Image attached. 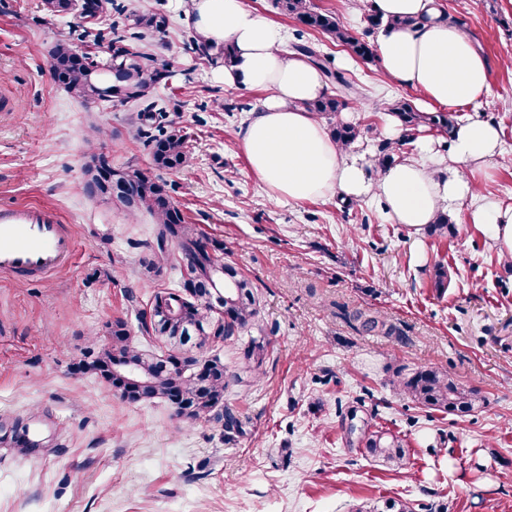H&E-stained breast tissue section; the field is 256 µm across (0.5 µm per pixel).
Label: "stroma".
<instances>
[{
	"mask_svg": "<svg viewBox=\"0 0 512 512\" xmlns=\"http://www.w3.org/2000/svg\"><path fill=\"white\" fill-rule=\"evenodd\" d=\"M165 14L169 35L144 51L172 64L146 100L91 107L52 78L49 51L75 18L48 16L42 0H0V205L54 207L78 242L72 266L50 279L0 278V512H355L388 498L414 512H512V261L483 225L453 213L457 238L393 222L378 200L273 198L253 173L241 132L261 90L226 86L191 45L186 0H120ZM287 42L303 38L342 72L356 103L343 121L364 129L354 153L374 160L399 134L390 105L424 95L389 79L327 35L302 28L275 0H243ZM490 66V92L455 118L501 131L503 154L477 174L486 195L512 206V0H439ZM165 110L188 135L191 161L160 171L170 196L225 261L252 281L258 317L250 333L204 350L243 369L249 337L269 340L259 378L230 385L224 402L242 431L222 422H179L164 402L123 400L102 379L75 371L94 332L121 317L137 326L129 294L143 295L142 260L154 226L88 197L83 168L90 125L114 136L112 162L150 165L137 115ZM448 270L447 288L432 279ZM362 311L399 336L365 334L345 320ZM436 368L477 388L485 407L468 416L415 405L391 382ZM356 424L401 438L408 468L366 456L345 437ZM35 446L18 451L16 439Z\"/></svg>",
	"mask_w": 512,
	"mask_h": 512,
	"instance_id": "stroma-1",
	"label": "stroma"
}]
</instances>
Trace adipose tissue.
I'll return each mask as SVG.
<instances>
[{
	"instance_id": "ef3b65f1",
	"label": "adipose tissue",
	"mask_w": 512,
	"mask_h": 512,
	"mask_svg": "<svg viewBox=\"0 0 512 512\" xmlns=\"http://www.w3.org/2000/svg\"><path fill=\"white\" fill-rule=\"evenodd\" d=\"M190 18L202 41L233 48L236 63L223 72L233 88L265 91L263 108L250 120L242 144L255 175L278 199L304 201L330 194L383 200L395 223L421 228L438 214L471 204L472 223L484 225L502 254L512 256V207L482 195L473 172L501 148L492 123L461 120L438 156L430 141L417 155L372 172L364 157L334 143L302 104L325 93L320 71L304 57L285 54L282 34L243 0H190ZM383 17H411L412 28L386 26L375 41L388 78L453 109L478 104L489 90V65L470 33L449 23L435 0H373Z\"/></svg>"
}]
</instances>
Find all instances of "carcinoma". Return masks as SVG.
Here are the masks:
<instances>
[{
	"label": "carcinoma",
	"instance_id": "cac0c4a2",
	"mask_svg": "<svg viewBox=\"0 0 512 512\" xmlns=\"http://www.w3.org/2000/svg\"><path fill=\"white\" fill-rule=\"evenodd\" d=\"M281 11L307 29L324 33L346 45L352 53L368 60L375 56V46L354 34L336 14L316 10L311 0H277ZM43 8L50 15H63L74 11V0H43ZM85 16L93 19L87 24L73 25L68 34L56 41L50 52L49 67L54 80L73 97L87 103L107 101L110 96L109 80L111 61L133 56L135 64L124 73L125 82L133 89V100L149 97L164 78L171 63L155 60L139 51L135 42L156 34L164 36L168 19L158 12L132 10L114 6L113 0H83ZM132 20L136 32L130 44L117 34L119 20L112 12ZM196 51L214 65L230 67L234 51L225 45L213 48L203 42L195 43ZM292 52L312 59L330 82L336 83L332 93L300 104V107L317 116L331 120V136L342 148L353 145L362 136L359 126L333 121L349 102L342 97L347 82L338 70L332 71L314 60L312 47L304 42L291 46ZM392 114L400 122L402 140L414 138L417 129L429 125L446 135L452 133L454 121L446 112L426 113L411 103L400 101L391 106ZM161 113L151 109L138 114L136 135H149L151 165L156 169L177 170L190 163L187 136L180 130L166 128ZM121 184L114 190L112 202L135 218L149 215L156 230L151 254L143 260L144 276L151 278L161 273L169 253L165 251L163 236L169 235L177 246L181 259L190 260L195 278L193 298L182 297V287L159 288L152 291L148 310L138 316L139 330L144 338L159 344V351L144 350L133 342L128 322L116 318L96 332V339L76 363V369L92 372L110 385H117L112 376L116 360L126 364L128 374L138 382L131 392L134 402H166L178 407L175 416L184 422L206 420L220 407L224 408V431H237L241 421L233 409L224 406V393L233 382H242L238 374L230 375L224 362L213 357L207 360L206 374L201 378L170 362L177 353L201 352L219 341L248 331L258 316L253 285L234 265L224 261V245L205 235L196 224L187 222L181 210L173 203L167 185L146 169L134 165L118 167ZM432 236H457L455 225L448 223V216L439 215L428 225ZM224 271V303H217L213 289L206 278L207 270ZM347 319L359 324L365 332L381 331L388 336L397 334V328L377 316L355 311ZM269 342L253 338L244 349L246 372L255 375L262 369L268 355ZM396 394L414 403L466 416L484 407L486 400L481 392L463 385L448 375L432 368L415 369L394 382ZM358 434V443L374 460H381L396 468L404 469L409 454L402 439L379 431L347 429V435ZM369 512H413L410 502L402 499L385 500L375 504Z\"/></svg>",
	"mask_w": 512,
	"mask_h": 512
}]
</instances>
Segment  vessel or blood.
<instances>
[{
	"label": "vessel or blood",
	"mask_w": 512,
	"mask_h": 512,
	"mask_svg": "<svg viewBox=\"0 0 512 512\" xmlns=\"http://www.w3.org/2000/svg\"><path fill=\"white\" fill-rule=\"evenodd\" d=\"M77 242L59 214L48 207L0 206V274L47 277L70 267Z\"/></svg>",
	"instance_id": "obj_1"
}]
</instances>
